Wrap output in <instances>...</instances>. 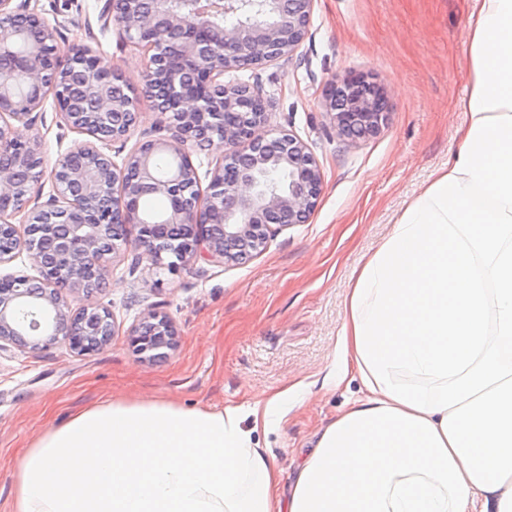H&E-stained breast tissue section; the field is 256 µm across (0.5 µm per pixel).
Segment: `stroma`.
<instances>
[{"mask_svg":"<svg viewBox=\"0 0 512 512\" xmlns=\"http://www.w3.org/2000/svg\"><path fill=\"white\" fill-rule=\"evenodd\" d=\"M101 0H37L57 45H87L130 78L140 123L106 151L123 163L137 143L174 139L141 77L142 52L117 31L101 30ZM476 0H315L297 52L226 73L255 85L268 102L271 130L306 143L322 173L307 223L276 233L243 264L198 262L170 272L146 259L129 228L109 261L98 303L116 325L111 344L81 356L56 344L0 352V512H11L14 474L45 424L107 399L164 398L221 409L311 386L314 395L274 432L261 436L283 481L308 438L344 405L345 388L321 385L333 366L343 306L358 270L407 206L457 153L468 119V33ZM382 86L388 114L377 133L342 138L327 113L331 84L347 74ZM46 166L84 141L61 126L46 99L34 126ZM169 313L178 343L163 362L144 359L128 331L148 307Z\"/></svg>","mask_w":512,"mask_h":512,"instance_id":"1","label":"stroma"}]
</instances>
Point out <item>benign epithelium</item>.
<instances>
[{
  "label": "benign epithelium",
  "instance_id": "obj_1",
  "mask_svg": "<svg viewBox=\"0 0 512 512\" xmlns=\"http://www.w3.org/2000/svg\"><path fill=\"white\" fill-rule=\"evenodd\" d=\"M32 0H0V75L22 72L21 97L0 87V266L26 254L38 275L0 274V350H38L61 343L79 355L104 348L114 334L110 310L95 302L74 311L68 294L90 299L109 280L102 241L110 253L127 228L155 262L176 271L209 258L242 263L261 252L273 228L304 224L314 211L322 174L307 145L289 133L256 134L265 127V101L248 84L224 83V72L293 54L303 41L315 0H104L98 21L143 52L145 81L157 109L169 114L180 137L140 142L122 165L102 145L128 137L138 123L129 80L88 45L60 50L56 29L31 8ZM53 96L60 123L92 137L61 154L49 173L55 193L31 202L44 159L31 129L33 113ZM329 115L338 134L374 133L384 123V91L351 75L333 86ZM218 150L219 162L201 189L190 153ZM184 159L159 175L153 158ZM288 169V185L272 171ZM161 195L165 217L150 221L137 201ZM26 225L20 233L16 216ZM136 351L156 361L176 344L170 316L149 309L129 332Z\"/></svg>",
  "mask_w": 512,
  "mask_h": 512
}]
</instances>
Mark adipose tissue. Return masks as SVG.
<instances>
[{
    "label": "adipose tissue",
    "instance_id": "1",
    "mask_svg": "<svg viewBox=\"0 0 512 512\" xmlns=\"http://www.w3.org/2000/svg\"><path fill=\"white\" fill-rule=\"evenodd\" d=\"M469 42L462 147L360 267L338 340L359 394L292 482L255 436L287 394L109 399L45 427L12 512H512V0Z\"/></svg>",
    "mask_w": 512,
    "mask_h": 512
}]
</instances>
